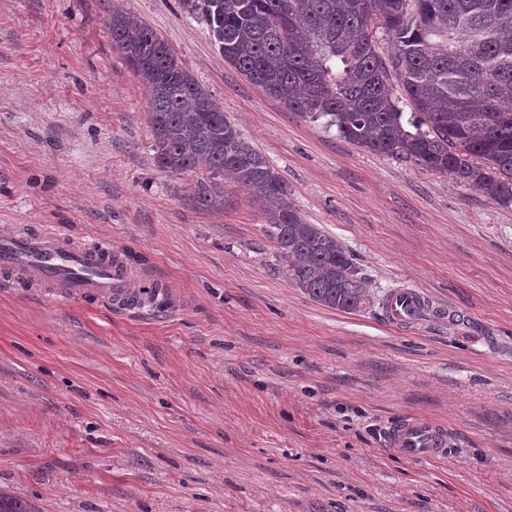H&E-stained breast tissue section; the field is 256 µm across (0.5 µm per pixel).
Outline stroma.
Returning a JSON list of instances; mask_svg holds the SVG:
<instances>
[{
	"instance_id": "obj_1",
	"label": "stroma",
	"mask_w": 512,
	"mask_h": 512,
	"mask_svg": "<svg viewBox=\"0 0 512 512\" xmlns=\"http://www.w3.org/2000/svg\"><path fill=\"white\" fill-rule=\"evenodd\" d=\"M115 4L343 242L376 305L315 303L246 190L201 208L205 169L157 168ZM45 224L123 247L175 304L0 287V493L38 512H512V207L289 111L176 0H0V229ZM399 286L430 316L389 325ZM408 413L447 427L446 457L389 451Z\"/></svg>"
}]
</instances>
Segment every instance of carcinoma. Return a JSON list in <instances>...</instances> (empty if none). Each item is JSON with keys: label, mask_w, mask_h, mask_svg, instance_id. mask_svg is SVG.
Here are the masks:
<instances>
[{"label": "carcinoma", "mask_w": 512, "mask_h": 512, "mask_svg": "<svg viewBox=\"0 0 512 512\" xmlns=\"http://www.w3.org/2000/svg\"><path fill=\"white\" fill-rule=\"evenodd\" d=\"M224 60L288 110L355 146L447 175L512 206V0H178ZM113 49L149 89L158 169L204 167L194 201L224 205V177L263 208L288 279L341 312L373 305L354 255L308 224L288 183L145 21L114 6ZM387 44L381 48V44ZM402 95L393 93V82ZM411 109L405 115L403 106Z\"/></svg>", "instance_id": "cac0c4a2"}]
</instances>
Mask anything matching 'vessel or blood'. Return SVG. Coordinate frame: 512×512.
I'll return each instance as SVG.
<instances>
[{"instance_id":"vessel-or-blood-1","label":"vessel or blood","mask_w":512,"mask_h":512,"mask_svg":"<svg viewBox=\"0 0 512 512\" xmlns=\"http://www.w3.org/2000/svg\"><path fill=\"white\" fill-rule=\"evenodd\" d=\"M124 255L111 242L82 244L49 226L12 230L0 234V286L20 280L56 301H91L120 311L167 303V289L141 287ZM426 308V299L414 288L394 289L384 304L387 320L396 326L414 321ZM386 444L407 460H438L446 455L448 430L432 419L407 415L389 427Z\"/></svg>"}]
</instances>
